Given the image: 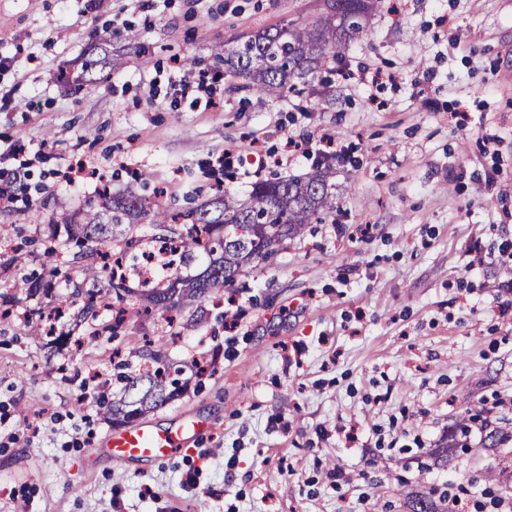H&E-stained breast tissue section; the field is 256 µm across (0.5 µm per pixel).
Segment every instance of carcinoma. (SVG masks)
<instances>
[{
	"mask_svg": "<svg viewBox=\"0 0 512 512\" xmlns=\"http://www.w3.org/2000/svg\"><path fill=\"white\" fill-rule=\"evenodd\" d=\"M379 2L331 0L326 12L311 23L286 25L273 34L246 35L236 45L224 47V65L248 81V86L269 97H280L296 89L295 81L315 73L325 56L362 34ZM334 175L333 163L326 158L304 181H259L245 202L222 194L192 206L184 212L191 221L186 232L170 230L168 240L178 244L180 260L179 271L167 279V288L136 292L111 276L106 286L95 282L86 289H74L64 303L80 304L82 315L95 320L100 309L110 306V289H115L124 306L111 322L93 331L95 336L114 339L125 332L128 315L139 314L136 304L143 295L167 321L173 320L169 313L193 307L200 310L206 300L219 307L224 289L232 286L244 266L269 259L284 241L303 234L312 221H321L335 211L330 183ZM79 215L78 219H65L67 237L80 241L84 257H96L103 267L108 254L123 256L135 249L137 240L131 236L135 218H147L153 224L175 222L163 199L135 193L100 210L90 202ZM53 287L51 278L22 277L15 292L0 293V321L10 318L21 302L17 292L31 297L48 294ZM150 359L157 367L147 365L138 375L119 376L124 382L119 397L102 403L106 416L114 420L130 415L139 418L179 393L177 380H167L168 368L159 366L162 357L152 353Z\"/></svg>",
	"mask_w": 512,
	"mask_h": 512,
	"instance_id": "cac0c4a2",
	"label": "carcinoma"
}]
</instances>
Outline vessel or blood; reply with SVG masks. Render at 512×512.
<instances>
[{"label":"vessel or blood","instance_id":"b4317fda","mask_svg":"<svg viewBox=\"0 0 512 512\" xmlns=\"http://www.w3.org/2000/svg\"><path fill=\"white\" fill-rule=\"evenodd\" d=\"M201 423H182L175 429L159 431L148 425L117 431L108 436L105 450L114 461L164 459L176 453L183 443L204 431Z\"/></svg>","mask_w":512,"mask_h":512}]
</instances>
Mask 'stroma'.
I'll use <instances>...</instances> for the list:
<instances>
[{
    "instance_id": "stroma-1",
    "label": "stroma",
    "mask_w": 512,
    "mask_h": 512,
    "mask_svg": "<svg viewBox=\"0 0 512 512\" xmlns=\"http://www.w3.org/2000/svg\"><path fill=\"white\" fill-rule=\"evenodd\" d=\"M324 0H0V292L40 269L52 225L131 171L181 209L222 180L308 176L333 138L336 216L232 287L237 325L133 316L188 391L144 422L209 429L172 458L117 464L100 412L108 336L69 306L0 322V512H463L512 504V0H382L367 32L303 94L246 89L214 55L311 22ZM112 63L85 72L86 60ZM208 70L212 106L182 96ZM380 80H373L375 71ZM308 142L289 154L288 139ZM238 155L231 171L217 164ZM57 292L92 279L65 236ZM214 363L195 378L193 360ZM471 419L469 433L458 424Z\"/></svg>"
}]
</instances>
